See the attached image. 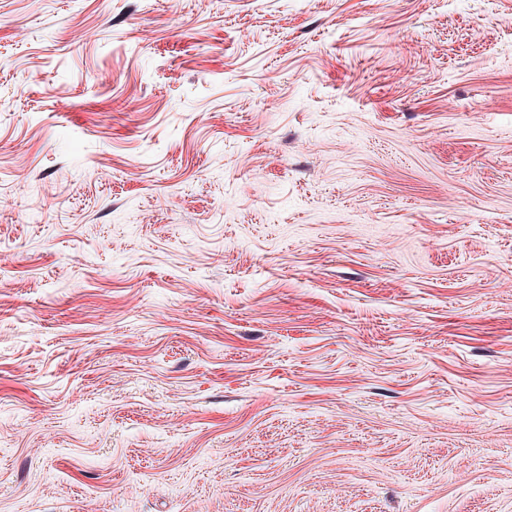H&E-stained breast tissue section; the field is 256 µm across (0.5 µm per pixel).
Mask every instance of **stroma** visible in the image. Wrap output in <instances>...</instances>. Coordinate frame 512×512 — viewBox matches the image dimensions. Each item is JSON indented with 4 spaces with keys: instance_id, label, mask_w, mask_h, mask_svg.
<instances>
[{
    "instance_id": "35a3bbf8",
    "label": "stroma",
    "mask_w": 512,
    "mask_h": 512,
    "mask_svg": "<svg viewBox=\"0 0 512 512\" xmlns=\"http://www.w3.org/2000/svg\"><path fill=\"white\" fill-rule=\"evenodd\" d=\"M0 512H512V0H0Z\"/></svg>"
}]
</instances>
